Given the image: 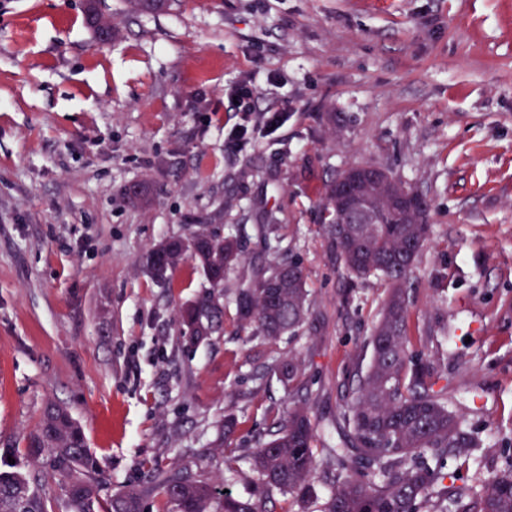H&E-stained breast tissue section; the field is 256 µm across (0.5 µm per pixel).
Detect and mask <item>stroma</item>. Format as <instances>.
Instances as JSON below:
<instances>
[{"label": "stroma", "instance_id": "obj_1", "mask_svg": "<svg viewBox=\"0 0 512 512\" xmlns=\"http://www.w3.org/2000/svg\"><path fill=\"white\" fill-rule=\"evenodd\" d=\"M84 3L0 0V448L24 450L56 401L109 492L161 467L246 496L256 440L298 400L325 498L386 286L346 271L321 198L370 164L431 202L409 350L446 352L450 408L479 440L443 466L474 488L512 460V0H180L156 15L103 0L110 42ZM244 79L247 114L231 95ZM243 123L249 140L227 148ZM144 182L147 206L129 197ZM201 223L238 236L241 259L223 334L193 344L176 316L201 271L184 261L164 288L143 257ZM286 253L307 276L304 332L252 335L235 298ZM291 354L304 374L290 389L267 367Z\"/></svg>", "mask_w": 512, "mask_h": 512}]
</instances>
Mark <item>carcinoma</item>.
<instances>
[{
	"label": "carcinoma",
	"instance_id": "obj_1",
	"mask_svg": "<svg viewBox=\"0 0 512 512\" xmlns=\"http://www.w3.org/2000/svg\"><path fill=\"white\" fill-rule=\"evenodd\" d=\"M135 14H158L172 7V0H124ZM92 31H118L102 12L85 13ZM336 181H331L322 203L323 231L337 249L347 272L357 279H380L388 286L380 317L368 344L372 349L367 370L358 377L353 397L341 413L350 442L333 449L338 472L334 488L319 512H446L443 501L456 502V512H512V468L481 482L472 494L446 485L442 466L429 462L448 454H462L477 445L465 434L456 413L448 407V386L436 363L408 354V288L412 268L429 242L432 225L420 215L400 221L380 211L378 224H347L336 201ZM193 246H182V237H171L174 248H183L184 258L193 260L210 284L221 285L240 258L239 241L225 236L220 228L197 229ZM238 317L252 334L269 340L296 337L302 331L311 307L302 264L285 258L237 295ZM181 335L197 342L222 329L224 304L210 291L179 313ZM269 371L292 385L303 373L296 357L274 362ZM71 418L70 410L49 402L42 419L28 440L25 458L40 471L63 481L70 512H141L143 493L156 492L172 505L171 512H211L219 502L220 512H270L264 494L276 489L303 504L311 496L310 480L318 461L314 451L316 428L306 409L294 405L273 421L269 438L257 442L252 468L259 480L255 494L243 498L229 491L217 495L210 484L179 469L152 471L144 492L130 489L102 498L105 484L97 461L87 450L82 428L70 424L57 428L60 417ZM431 457H426V454ZM15 458L11 464L8 457ZM357 471L354 478L343 474ZM0 512H48L39 490V477L21 470V461L11 448L0 450Z\"/></svg>",
	"mask_w": 512,
	"mask_h": 512
}]
</instances>
